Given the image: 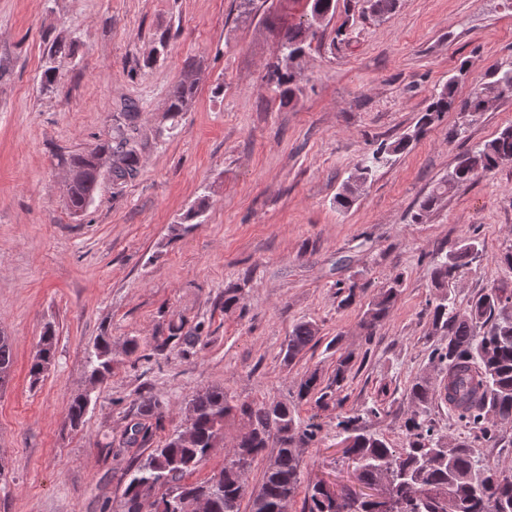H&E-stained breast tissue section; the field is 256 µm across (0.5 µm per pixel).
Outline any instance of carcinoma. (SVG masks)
I'll return each instance as SVG.
<instances>
[{
	"label": "carcinoma",
	"mask_w": 512,
	"mask_h": 512,
	"mask_svg": "<svg viewBox=\"0 0 512 512\" xmlns=\"http://www.w3.org/2000/svg\"><path fill=\"white\" fill-rule=\"evenodd\" d=\"M314 40L310 23L301 21L289 26L279 36L278 52L288 56V67L274 66L267 82L275 86L280 100L293 101L300 93L299 59ZM71 55V44L54 39L48 49L42 88L49 91L58 79L55 60ZM457 80L451 78L437 93L414 130L393 142H382L367 155L336 194V207L348 209L357 199L361 187L392 157L404 151L445 114L456 112L460 121L448 131L459 137L464 126L486 111L488 105L512 96V62L501 65L479 89L464 99L457 98ZM195 93V82L184 79L169 92L167 112L175 118L188 111ZM135 106L126 108V122L112 128V134L90 153L71 154L61 163L75 172L64 185V196L73 211H83L92 202L100 174L94 156L110 160L112 181L124 183L139 172L140 142L131 119ZM512 164V127L501 130L492 140L464 153L448 177L432 187L419 202L413 221L422 222L453 190L480 174ZM483 253L475 237H467L457 246L439 250L429 266L431 286L438 291L427 303L431 330L444 336L432 351L433 362L445 371L443 393H438L427 378H416L406 388L411 409L403 422L408 442L393 447L383 437L365 431L363 420L380 414L376 406L354 410L340 419L336 428L343 448L342 458L354 466L356 480L369 482L382 473L389 476L388 490L382 499L361 497L350 487L343 488L332 503L319 492V483L303 484V459L298 452L317 441L319 426L301 421L296 404L283 401L237 403L222 387H208L196 392L187 403L183 427L150 450L145 456L132 458L126 470V486L119 512H184V502L204 497L210 512H291L299 493H304L302 512H512V473L476 459L466 440L450 441L440 435L430 417L438 397L448 401L453 413L496 447L498 426L512 423V289L489 288L460 308L450 285ZM401 281L396 278L368 305L361 323L366 340H372L377 328L390 315L400 294ZM316 324L296 323L289 335L285 358L293 361L320 341ZM55 356V333L48 328L41 336L39 349L29 369L36 384L52 365ZM353 353L341 354L329 382L318 372L310 373L296 387V400H312L327 406L333 400V388H342L353 367ZM112 347L101 336L88 357L91 384L103 381L112 369ZM13 357L7 338L0 336V385L6 383ZM87 412L85 398L75 397L68 420L81 425ZM164 406L156 399L144 397L139 415L144 420L126 429L125 445L136 446L150 441L152 432L146 420L160 424ZM236 414L247 422L249 432L240 434L235 444L248 449L244 458L226 459L224 466L201 482H189L197 466L210 450L224 443L226 419ZM269 456L261 483L252 488L247 474L254 462ZM162 490L160 495L155 491Z\"/></svg>",
	"instance_id": "obj_1"
}]
</instances>
